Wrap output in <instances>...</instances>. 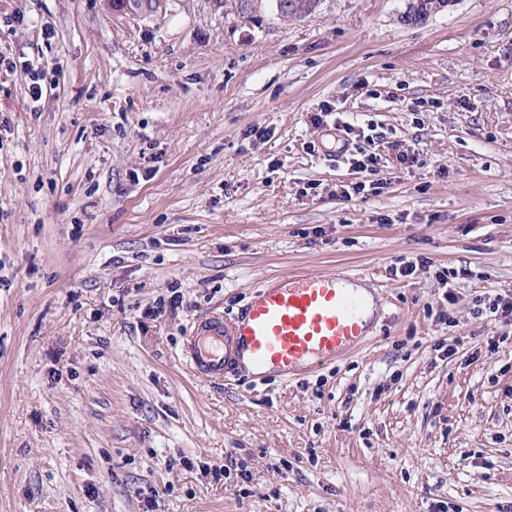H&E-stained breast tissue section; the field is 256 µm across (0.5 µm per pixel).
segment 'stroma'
<instances>
[{"instance_id":"1","label":"stroma","mask_w":512,"mask_h":512,"mask_svg":"<svg viewBox=\"0 0 512 512\" xmlns=\"http://www.w3.org/2000/svg\"><path fill=\"white\" fill-rule=\"evenodd\" d=\"M152 2L0 0V512H512V338L474 313L512 294V0ZM29 63L59 81L36 103ZM340 120L380 194L337 198ZM328 268L377 310L335 361H184L200 314ZM452 2L453 0H411L408 3L406 11L401 16V20L404 24L412 25L409 23L411 15L415 13H423L426 16H429L444 10L450 6ZM406 13H409L408 18H406Z\"/></svg>"}]
</instances>
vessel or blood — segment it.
I'll list each match as a JSON object with an SVG mask.
<instances>
[{"label": "vessel or blood", "instance_id": "obj_1", "mask_svg": "<svg viewBox=\"0 0 512 512\" xmlns=\"http://www.w3.org/2000/svg\"><path fill=\"white\" fill-rule=\"evenodd\" d=\"M344 272L294 275L258 288L233 319L212 313L195 321L183 355L212 380L245 369L255 380L318 370L370 333L366 298Z\"/></svg>", "mask_w": 512, "mask_h": 512}]
</instances>
